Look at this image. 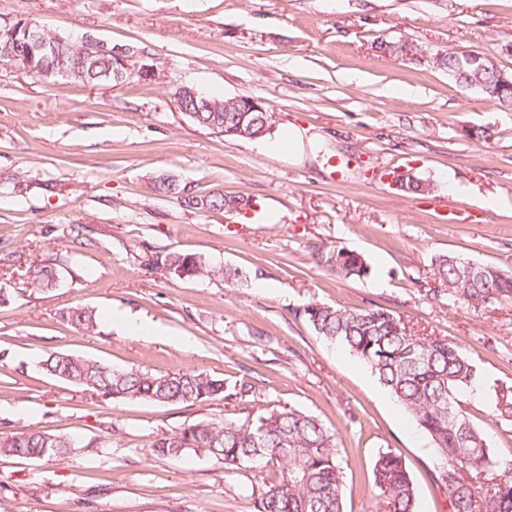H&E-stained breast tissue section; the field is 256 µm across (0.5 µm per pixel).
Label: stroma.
I'll use <instances>...</instances> for the list:
<instances>
[{
  "instance_id": "stroma-1",
  "label": "stroma",
  "mask_w": 512,
  "mask_h": 512,
  "mask_svg": "<svg viewBox=\"0 0 512 512\" xmlns=\"http://www.w3.org/2000/svg\"><path fill=\"white\" fill-rule=\"evenodd\" d=\"M27 16L74 39L138 43L159 77L49 83L0 62V282L36 258L60 272L55 287L0 304V431L78 441L65 459L0 456V512H252L276 464L146 448L198 421L254 422L289 406L341 434L344 512H376L372 470L386 451L405 462L416 512H453L428 436L360 358L297 312L381 306L461 347L481 375L463 405L495 454H512V416L494 409L496 391L512 387V301L476 311L431 295L440 254L512 271V111L378 48L469 49L512 72V0H0L1 27ZM182 85L264 101L270 134L227 139L197 126L176 105ZM480 128L493 138H475ZM336 157L351 161L341 180L330 176ZM394 168L433 192L394 190ZM162 174L252 208L187 209L154 191ZM135 241L240 268L248 282L145 269ZM330 245L361 254L368 276H338L323 260ZM76 306L95 310L96 334L61 320ZM113 312L148 333L128 335ZM51 352L198 370L224 392L194 404L113 401L47 375Z\"/></svg>"
}]
</instances>
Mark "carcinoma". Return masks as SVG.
Returning <instances> with one entry per match:
<instances>
[{"instance_id": "cac0c4a2", "label": "carcinoma", "mask_w": 512, "mask_h": 512, "mask_svg": "<svg viewBox=\"0 0 512 512\" xmlns=\"http://www.w3.org/2000/svg\"><path fill=\"white\" fill-rule=\"evenodd\" d=\"M47 48L31 51L18 41L19 34L0 28V61L21 64L37 71L60 67L74 83L112 81V57L84 53L67 38L40 26ZM474 89L488 86L486 97L502 103L512 98V86H493L492 74L480 63L467 66ZM247 96L210 97L206 101L184 98L187 116L198 126L234 139H259L270 133L261 112H246ZM399 192L424 194L433 184L414 174H397ZM155 192L174 195L195 210L246 208L251 201L224 194L192 195L178 186L155 178ZM144 265L164 269L178 278L206 277L226 285L247 281L239 268L216 267L202 257L169 250L156 253L142 245ZM326 262L345 277H361L369 266L361 256L343 248H327ZM441 292L469 308L479 310L489 303L512 301V273L474 263L454 254H441L433 263ZM21 284L53 288L57 268L43 260L33 261L20 273ZM314 332L334 340L361 358L391 396L430 437L435 449L436 480L446 490L454 512H512V456H498L462 407L459 396L478 380L473 361L457 346L436 336L421 334L383 307L368 309L329 306L312 302L299 310ZM61 319L76 330L92 334L98 323L89 307L68 308ZM49 376L78 385L103 398L183 404L207 401L224 392V380L207 373L186 370L155 374L139 368L122 369L84 356L53 352L41 361ZM77 443L65 435H50L36 429L0 431V455L26 459L65 458ZM153 456L182 458L203 454L227 465L252 467L263 461L277 464L279 472L260 498L254 512H343L342 439L338 431L317 417L295 408L274 410L255 423L199 421L152 441ZM373 483L383 512H415L413 481L401 457L392 452L378 455Z\"/></svg>"}]
</instances>
